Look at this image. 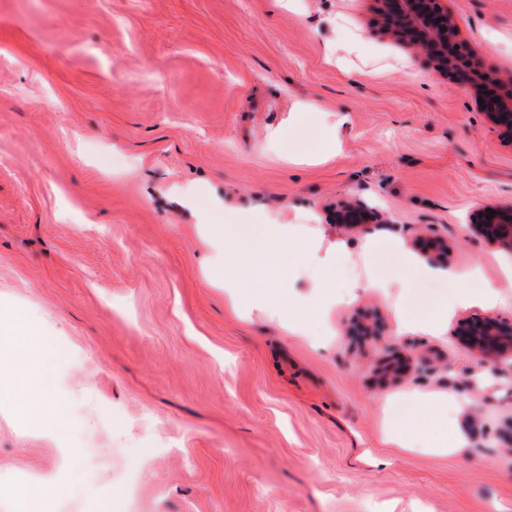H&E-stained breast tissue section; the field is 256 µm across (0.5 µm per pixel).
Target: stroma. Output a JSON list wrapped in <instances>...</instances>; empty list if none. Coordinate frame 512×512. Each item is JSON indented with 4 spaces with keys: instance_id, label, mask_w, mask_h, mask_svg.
Segmentation results:
<instances>
[{
    "instance_id": "obj_1",
    "label": "stroma",
    "mask_w": 512,
    "mask_h": 512,
    "mask_svg": "<svg viewBox=\"0 0 512 512\" xmlns=\"http://www.w3.org/2000/svg\"><path fill=\"white\" fill-rule=\"evenodd\" d=\"M371 0H0V313L41 327L66 416L52 433L0 405V512H512V390L457 330L512 322V252L468 215L512 205V140L471 92L378 37ZM512 80V0H446ZM198 185L237 245L272 219L365 260L299 263L294 286L358 291L306 336L240 318L208 279ZM360 198L386 225L337 223ZM448 243L427 275L420 241ZM416 265H409V255ZM501 301L417 332L459 290ZM412 323L406 331L400 318ZM377 324L355 336V320ZM425 361L387 384L394 354ZM448 398L468 443L391 448L388 423ZM94 435L100 469L82 470ZM63 476L47 507L17 486Z\"/></svg>"
}]
</instances>
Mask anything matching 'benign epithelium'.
<instances>
[{
	"instance_id": "7a95c632",
	"label": "benign epithelium",
	"mask_w": 512,
	"mask_h": 512,
	"mask_svg": "<svg viewBox=\"0 0 512 512\" xmlns=\"http://www.w3.org/2000/svg\"><path fill=\"white\" fill-rule=\"evenodd\" d=\"M378 34L422 57L423 64L448 81L467 87L488 122L512 139V83L502 81L463 39L454 14L442 0H373ZM493 218L486 219L489 210ZM336 223L367 228L381 223L380 213L356 198L336 210ZM472 232L512 250V206H482L468 216ZM477 361L495 373L512 360V324L493 317L464 329Z\"/></svg>"
}]
</instances>
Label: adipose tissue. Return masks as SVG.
Returning a JSON list of instances; mask_svg holds the SVG:
<instances>
[{
  "instance_id": "obj_1",
  "label": "adipose tissue",
  "mask_w": 512,
  "mask_h": 512,
  "mask_svg": "<svg viewBox=\"0 0 512 512\" xmlns=\"http://www.w3.org/2000/svg\"><path fill=\"white\" fill-rule=\"evenodd\" d=\"M178 193L186 204L203 213L205 223L201 232L209 243L208 265L215 275L223 278L224 293L230 302L263 305L271 320L292 324L298 333L303 330L306 314L323 313L333 304L330 296L311 293L293 297L288 292V256L281 248L297 238L296 225L268 224L258 246L233 251L226 245L217 213L198 201L195 189L185 186ZM242 263L254 267V280L246 282L235 274V267ZM38 338L39 326L27 316L15 312L0 319V367L9 373L5 384L0 386V401L9 402L21 422L35 421L49 431L59 419L60 407L45 385L43 359L30 354ZM425 430L433 435L430 448L441 453L454 452L467 442L460 428L449 427L446 405L442 402L433 404Z\"/></svg>"
}]
</instances>
